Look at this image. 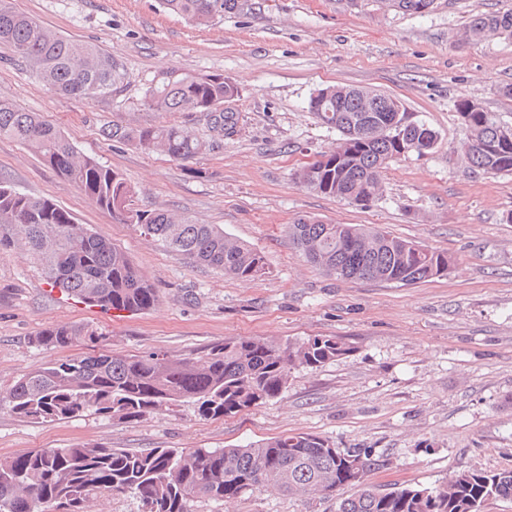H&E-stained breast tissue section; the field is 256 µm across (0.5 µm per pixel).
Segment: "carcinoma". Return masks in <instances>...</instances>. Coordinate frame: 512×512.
<instances>
[{
  "instance_id": "cac0c4a2",
  "label": "carcinoma",
  "mask_w": 512,
  "mask_h": 512,
  "mask_svg": "<svg viewBox=\"0 0 512 512\" xmlns=\"http://www.w3.org/2000/svg\"><path fill=\"white\" fill-rule=\"evenodd\" d=\"M394 7L424 14L434 0H392ZM160 7L196 27H208L224 14L255 9L252 0H159ZM491 34L512 38V11L473 16L461 36L469 42ZM9 43L32 74L55 93L74 98L105 95L117 88L124 70L110 53L75 42L0 0V42ZM359 88L329 85L309 99L319 123L340 133L326 152L324 168L306 188L342 201L369 202L383 191L382 170L409 154L425 155L437 144L430 126L414 121L401 101L384 94L366 109ZM236 83L221 73L184 74L149 87L145 104L160 112H206L218 137L237 132L232 107ZM467 128V162L492 175L512 174V124L474 98L457 101ZM108 139L174 160H188L211 146L186 126H112ZM15 139L43 163L74 182L96 206L117 213L159 247L243 281L266 274L264 256L224 235L216 224H193L165 212L136 210L134 191L119 173L82 154L36 112L0 99V137ZM288 236L307 261L341 280H372L400 285L425 282L448 273L452 259L438 250L364 224H326L303 216L288 225ZM23 242L46 283L105 310L154 309V286L111 242L74 221L49 198H33L0 177V248ZM96 332L74 325L41 330L32 343L68 347ZM347 352L332 336H309L282 345L255 336L226 339L198 359L93 353L55 359L22 375L0 400L19 417L69 419L85 412L136 420L162 406L192 403L202 419L234 415L283 393L291 373L316 368ZM376 463L369 454L341 451L310 434H283L236 448H151L131 451L102 445L38 448L0 459V500L11 512H87L89 502L114 492L138 496L145 512H189L202 498L232 502L256 491L288 497L330 495L352 486L356 492L337 512H482L492 498L512 499V470H468L433 488L382 491L368 481Z\"/></svg>"
}]
</instances>
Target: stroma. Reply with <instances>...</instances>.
Wrapping results in <instances>:
<instances>
[{"mask_svg": "<svg viewBox=\"0 0 512 512\" xmlns=\"http://www.w3.org/2000/svg\"><path fill=\"white\" fill-rule=\"evenodd\" d=\"M11 2L51 30L114 54L125 79L105 96H56L0 42V99L40 113L81 153L119 172L136 208L220 225L261 251L268 272L232 279L158 247L2 137L0 176L52 199L124 251L154 285L158 305L142 314L87 306L50 289L22 245L0 251V393L41 363L96 349L187 357L231 337L283 344L319 335L340 338L349 351L294 371L280 397L219 419H200L185 403L132 421L95 413L37 421L0 402V458L85 444L232 448L305 433L368 450L380 462L370 480L387 491L435 487L466 470H512V175L468 171V133L456 112L458 99L475 97L512 123V100L498 92L512 84V39L459 41L472 16L512 9V0H436L421 15L389 0L352 8L340 0H263L209 27L188 25L157 0ZM173 72L231 77L237 134L186 162L103 136L112 124H179L210 138L205 114L146 106L147 88ZM328 85L392 94L439 135L431 153L391 162L382 195L364 206L309 191L295 177L339 137L308 110L311 95ZM303 215L375 225L447 252L453 264L447 275L410 286L341 281L291 242L287 226ZM58 324L103 337L57 349L31 344ZM348 494L262 491L231 504L197 499L189 510L336 512Z\"/></svg>", "mask_w": 512, "mask_h": 512, "instance_id": "obj_1", "label": "stroma"}]
</instances>
